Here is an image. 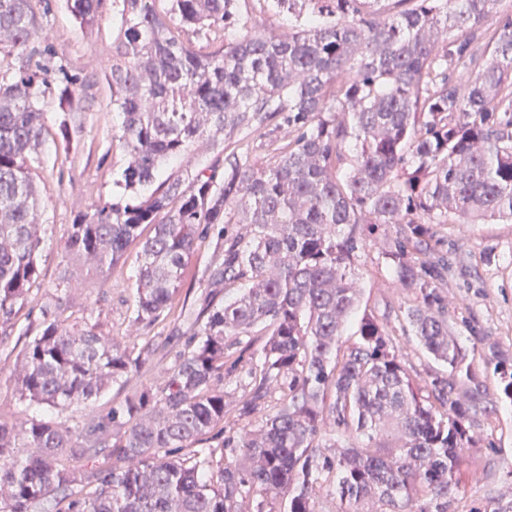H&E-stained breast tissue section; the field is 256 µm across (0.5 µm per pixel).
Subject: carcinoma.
Listing matches in <instances>:
<instances>
[{
	"label": "carcinoma",
	"instance_id": "cac0c4a2",
	"mask_svg": "<svg viewBox=\"0 0 512 512\" xmlns=\"http://www.w3.org/2000/svg\"><path fill=\"white\" fill-rule=\"evenodd\" d=\"M112 2L118 34L101 64L121 122L126 163L120 197L71 225L65 249L94 270L115 266L141 240L134 321L171 307L195 241L216 232L204 282L215 297L206 320L156 391L107 413L95 399L139 371L137 355L96 332L43 321L18 370L23 397L84 412L81 429L35 420L0 423V512H317L325 492L336 512H451L458 477L484 404L482 381L448 329L436 282L434 226L512 223V13L502 0H257L288 15V37L251 35L248 0H67L91 26ZM204 35L195 44L172 22ZM32 0H0V322L25 299L44 241L32 171L47 134L43 103L69 112L89 81L51 64ZM288 131L278 143L274 129ZM268 138L276 161L252 163L232 139ZM206 140L224 171L190 183L170 161ZM153 226L142 240L141 228ZM226 224H244L240 234ZM395 226L384 252L397 284L416 294L405 319L446 368L414 384L389 334L360 319L351 269L364 229ZM264 336L254 347L256 332ZM255 371L238 401L250 418L273 388L283 402L255 430L229 434L220 459L172 454L224 423L214 381L234 349ZM512 400V360L493 356ZM360 447L320 452L327 429ZM108 467L76 473L59 455Z\"/></svg>",
	"mask_w": 512,
	"mask_h": 512
}]
</instances>
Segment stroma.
<instances>
[{
    "mask_svg": "<svg viewBox=\"0 0 512 512\" xmlns=\"http://www.w3.org/2000/svg\"><path fill=\"white\" fill-rule=\"evenodd\" d=\"M38 20L51 36L55 64L69 76L89 78L90 85L75 112L65 115L57 100L44 102L48 134L41 146L44 160L34 179L42 191L45 243L37 257V279L25 301L14 306L9 323L0 327V422L18 425L52 418L74 429L84 422L81 412L51 409L23 398L19 391L16 368L27 343L40 333L45 314L70 325L96 326L101 335L132 353L152 345L154 354L146 365L98 397V410L108 411L143 388L162 386L177 353L197 330L193 320L206 296L201 275L214 256L215 242L209 235L198 238L171 310L139 324L133 321L134 257L99 273L65 250L71 224L121 192L116 181L125 155L114 138L120 118L112 106V90L99 70L112 50L117 26L107 11L94 26L81 27L66 0H48ZM63 119L69 124L66 145L56 137ZM387 239L381 230L364 237L361 257L352 270L361 290L358 312L384 324L412 378L421 384L443 366L413 336L404 318L415 295L396 285L382 256ZM432 247L448 261V275L438 285L448 300V328L466 348L486 388V399L496 408L493 414L479 416L473 426L475 443L460 475L465 497L457 512L474 507L490 512L512 502V401L504 398L500 377L489 363L495 354L512 357V223L440 224ZM230 360L223 380L227 414L223 428L212 432L218 439L244 424L237 418L234 402L252 360L249 354L237 352Z\"/></svg>",
    "mask_w": 512,
    "mask_h": 512,
    "instance_id": "1",
    "label": "stroma"
}]
</instances>
